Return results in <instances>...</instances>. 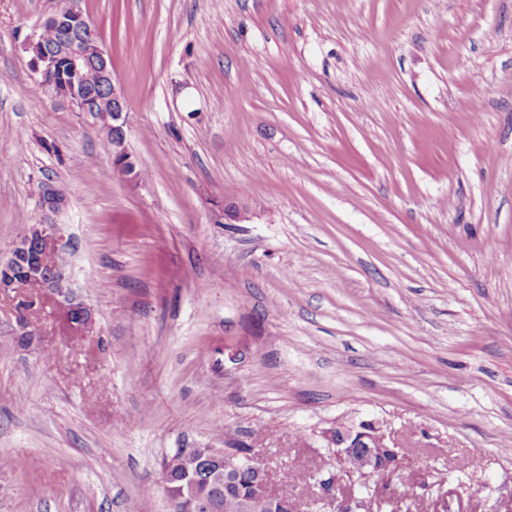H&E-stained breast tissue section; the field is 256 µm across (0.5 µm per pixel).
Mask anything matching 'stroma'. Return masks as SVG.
Wrapping results in <instances>:
<instances>
[{
  "mask_svg": "<svg viewBox=\"0 0 512 512\" xmlns=\"http://www.w3.org/2000/svg\"><path fill=\"white\" fill-rule=\"evenodd\" d=\"M65 6L138 184L29 66ZM44 221L93 322L0 292V512H170L162 461L228 437L329 512L296 475L365 422L374 512L512 505V0H0V262ZM374 429L375 427L370 424H363L359 428H335L326 431L322 437L326 441L328 448H335L333 451L339 453L342 457H347L353 452L360 451L364 458L372 465L367 467L362 474H357L364 479V486L367 487L372 496L366 504L359 508L363 512H373V499H377L380 495L386 494L390 490L388 482L381 481V475L378 470H375L373 464L375 461L376 450L374 442ZM374 475H370V473ZM369 474L368 476L365 474Z\"/></svg>",
  "mask_w": 512,
  "mask_h": 512,
  "instance_id": "1",
  "label": "stroma"
}]
</instances>
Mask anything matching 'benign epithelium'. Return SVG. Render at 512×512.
<instances>
[{"mask_svg": "<svg viewBox=\"0 0 512 512\" xmlns=\"http://www.w3.org/2000/svg\"><path fill=\"white\" fill-rule=\"evenodd\" d=\"M45 23L71 34L82 29L86 23L83 13L72 7H64L50 15ZM26 49L31 53L30 66L41 79L54 83L63 81L64 90L58 99L68 102L78 112H95L93 98L96 93L111 101L110 108L101 119L112 129V164L123 171L130 184L139 181L137 161L126 147L125 101L112 74L110 55L100 46L86 42L80 46L63 43L56 48H46L39 34L26 39ZM98 75V91H93L79 79L84 69ZM63 204V195L51 185L42 186L38 205L43 211H55ZM247 208L242 202L224 199V223L238 222L246 218ZM58 228L53 224H34L19 242L17 252L23 257L33 256L25 269L27 280L41 285L42 293L56 294L64 279L58 260ZM64 318L74 326L91 320L90 311L80 305L62 307ZM328 447L347 457L355 451L363 454L369 462L375 461L374 427L364 424L359 428H335L323 434ZM184 476L174 498L177 504H186L187 512H220L219 487L235 474L262 469L254 485L253 494L242 500L240 512H260L262 508L277 507L280 512H297V504L283 499L275 487L265 458L258 452L235 454L218 448H201L198 453L184 459ZM320 500L326 502L334 512H355L354 495H346L341 485L332 482V475L321 471L315 476Z\"/></svg>", "mask_w": 512, "mask_h": 512, "instance_id": "1", "label": "benign epithelium"}]
</instances>
